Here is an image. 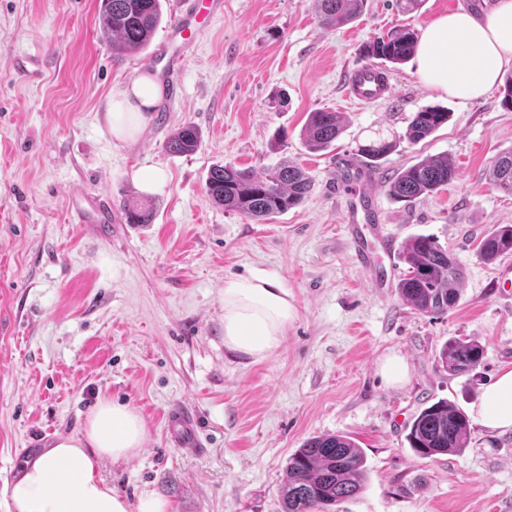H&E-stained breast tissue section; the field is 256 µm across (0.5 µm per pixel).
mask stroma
<instances>
[{
    "label": "stroma",
    "instance_id": "1",
    "mask_svg": "<svg viewBox=\"0 0 512 512\" xmlns=\"http://www.w3.org/2000/svg\"><path fill=\"white\" fill-rule=\"evenodd\" d=\"M495 2L422 0L404 13L395 0H367L355 22L326 28L316 0H224L187 53L181 101L121 144L107 130V99L143 74L180 0H162L150 47L120 61L98 30V0H0V512H10L5 489L36 454L32 439L81 436L104 398L136 409L146 439L129 459L103 460L100 476L132 501L155 492L169 512H282L289 456L330 434L353 439L368 468L364 491L336 512H512L511 431L471 425L467 448L434 459L406 440L424 407L444 400L469 412L512 365V254L487 262L477 252L495 225L512 224V195L486 178L512 149V110L497 87L471 102L427 87L411 59L391 69L392 97L357 104L345 95L371 38L420 33L445 13ZM28 53L46 63L36 86L12 76L14 56ZM428 106L447 110V123L403 142L408 117ZM318 110L340 113L344 130L312 152L302 130ZM187 123L201 131L198 149L168 153L166 140ZM377 138L400 144L360 170L359 185L373 188L375 221L397 243L429 235L463 265L462 300L447 314L400 297L401 260L378 290L353 259L344 224L357 200L336 172ZM437 154L455 164L454 181L411 203L389 196L388 177ZM285 160L315 186L269 220L224 210L206 192L213 165L259 173ZM143 165L165 168L162 192H140L131 175ZM72 185L117 212L128 201L153 205L154 220L92 238L72 220ZM257 274L287 287L295 315L279 355L251 364L224 350L221 295L225 279ZM455 337L484 348L471 373L438 363ZM391 351L410 367L401 388L378 372ZM177 402L196 409L204 453L170 442Z\"/></svg>",
    "mask_w": 512,
    "mask_h": 512
}]
</instances>
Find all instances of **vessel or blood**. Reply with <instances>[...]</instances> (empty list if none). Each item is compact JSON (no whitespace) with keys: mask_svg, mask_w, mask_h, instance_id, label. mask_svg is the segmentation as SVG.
I'll list each match as a JSON object with an SVG mask.
<instances>
[{"mask_svg":"<svg viewBox=\"0 0 512 512\" xmlns=\"http://www.w3.org/2000/svg\"><path fill=\"white\" fill-rule=\"evenodd\" d=\"M223 13L224 0H184L166 40L160 43L153 61L146 65L147 71L158 73L160 80L166 84L169 99H176L178 95L184 54L197 25ZM13 70L19 83L36 84L43 78L44 60L37 54H24L16 58ZM391 91L388 73L374 64L355 68L347 79V96L360 101L384 99L389 97ZM70 197L78 223L102 224L112 220V211L104 198L87 195L77 186L71 187ZM347 230L356 263L371 274L373 287H386L387 278L379 269V258L391 254L393 241L384 233L381 225L367 226L356 217L352 218ZM167 430L179 448L189 453L201 451L198 415L191 405L184 403L169 411Z\"/></svg>","mask_w":512,"mask_h":512,"instance_id":"1","label":"vessel or blood"}]
</instances>
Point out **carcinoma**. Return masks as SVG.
<instances>
[{"instance_id":"1","label":"carcinoma","mask_w":512,"mask_h":512,"mask_svg":"<svg viewBox=\"0 0 512 512\" xmlns=\"http://www.w3.org/2000/svg\"><path fill=\"white\" fill-rule=\"evenodd\" d=\"M366 0H319L320 19L327 27H342L363 12ZM162 19L161 0H100L98 26L112 40V57L122 58L143 50ZM418 44L417 33L397 29L363 46L369 59L398 64L409 59ZM448 121V113L428 107L409 118L402 139L415 145L431 136ZM337 112L317 111L303 129L306 144L312 149H328L342 134ZM199 129L184 125L165 143L175 155L197 150ZM397 141L379 139L359 149L368 164L396 150ZM456 178V169L446 155L426 157L388 178L392 198L413 202L430 195ZM488 180L498 190L512 194V150L500 154L488 171ZM314 181L299 165L283 161L260 175L249 174L230 165L210 168L206 189L215 204L248 218L264 220L301 205ZM130 224H150V207H123ZM487 262L512 253V225H498L485 234L477 246ZM407 265L398 283V293L424 314H446L459 306L465 279L464 267L448 250L430 236L408 239L401 249ZM483 346L475 338H452L442 347L438 362L450 375L474 370L481 362ZM469 423L466 415L446 401L422 409L406 436L411 450L421 458H436L466 447ZM368 469L362 450L348 436L326 435L308 439L288 458L286 480L281 488L283 512H332L336 503L360 494Z\"/></svg>"}]
</instances>
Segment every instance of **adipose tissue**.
Here are the masks:
<instances>
[{
  "label": "adipose tissue",
  "instance_id": "ef3b65f1",
  "mask_svg": "<svg viewBox=\"0 0 512 512\" xmlns=\"http://www.w3.org/2000/svg\"><path fill=\"white\" fill-rule=\"evenodd\" d=\"M511 63L512 0H497L486 16L461 9L437 18L424 29L416 49L420 79L465 101L489 93L499 83L503 67ZM159 97V85L147 74L114 91L106 103L113 140L122 143L140 136L149 121L147 111ZM221 302L228 352L258 363L282 350L295 307L277 279H227ZM472 415L482 427L512 431V368L485 389ZM145 437L138 411L100 400L82 437L59 439L48 452L24 463L8 489L13 512H168L166 502L150 491L128 502L98 473L103 459L118 461L137 454Z\"/></svg>",
  "mask_w": 512,
  "mask_h": 512
}]
</instances>
